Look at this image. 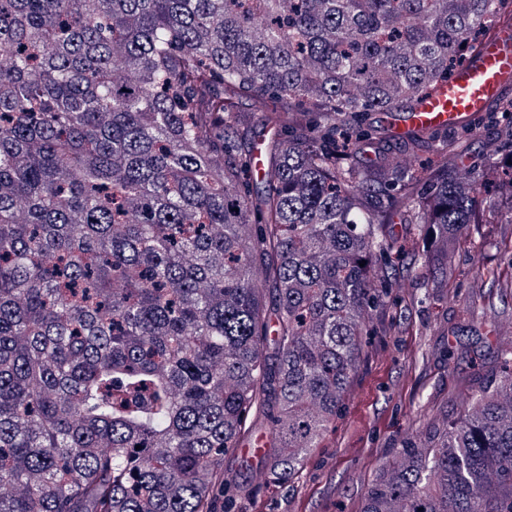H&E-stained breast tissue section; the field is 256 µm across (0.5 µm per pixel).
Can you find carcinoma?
<instances>
[{
	"label": "carcinoma",
	"instance_id": "1",
	"mask_svg": "<svg viewBox=\"0 0 512 512\" xmlns=\"http://www.w3.org/2000/svg\"><path fill=\"white\" fill-rule=\"evenodd\" d=\"M505 15L512 0H0V512H214L257 408V464L295 480L386 306L394 214L443 274L478 221L454 169L359 167L393 135L351 133L411 111ZM361 512H512V372L403 447Z\"/></svg>",
	"mask_w": 512,
	"mask_h": 512
}]
</instances>
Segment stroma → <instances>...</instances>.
Segmentation results:
<instances>
[{
    "label": "stroma",
    "mask_w": 512,
    "mask_h": 512,
    "mask_svg": "<svg viewBox=\"0 0 512 512\" xmlns=\"http://www.w3.org/2000/svg\"><path fill=\"white\" fill-rule=\"evenodd\" d=\"M465 146L458 175L473 182L481 198L497 197L491 170L512 157V118L479 119ZM460 130L435 133L417 154L390 142L384 153L407 167L429 171L448 159L446 146ZM402 248L376 272L388 293L385 313L375 314L363 362L321 448L291 484L269 483L263 469L245 468L243 453L224 457V474L239 486L232 512H360L364 493L393 464L417 432L456 416L464 394L490 376L512 369V289L492 284L485 272L512 276V208H485L450 260V273L435 287L420 261L424 239L415 226L393 224Z\"/></svg>",
    "instance_id": "stroma-1"
}]
</instances>
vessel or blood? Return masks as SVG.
<instances>
[{
	"mask_svg": "<svg viewBox=\"0 0 512 512\" xmlns=\"http://www.w3.org/2000/svg\"><path fill=\"white\" fill-rule=\"evenodd\" d=\"M512 86V23L502 22L477 53L444 81L438 82L393 125L394 134L410 129L452 130L472 123Z\"/></svg>",
	"mask_w": 512,
	"mask_h": 512,
	"instance_id": "b4317fda",
	"label": "vessel or blood"
}]
</instances>
